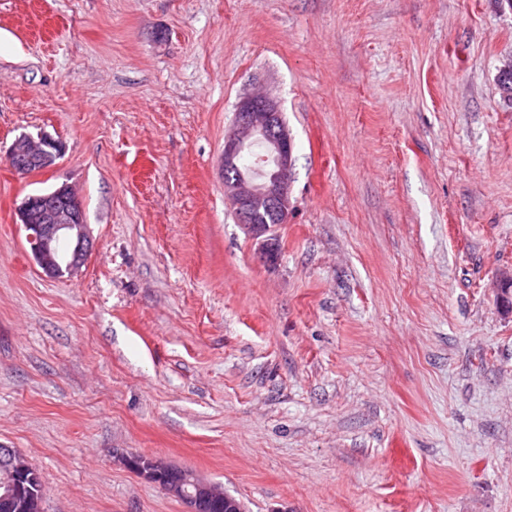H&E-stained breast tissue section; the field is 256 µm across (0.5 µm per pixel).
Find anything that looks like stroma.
<instances>
[{
    "label": "stroma",
    "mask_w": 512,
    "mask_h": 512,
    "mask_svg": "<svg viewBox=\"0 0 512 512\" xmlns=\"http://www.w3.org/2000/svg\"><path fill=\"white\" fill-rule=\"evenodd\" d=\"M511 61L512 0H0V444L45 512H186L128 453L245 512H512ZM257 89L293 143L258 237ZM63 183L92 248L52 279L18 208ZM279 104L262 94H248L237 106L233 126L224 141V168L235 165L239 158L252 148L262 149L258 155V167L239 172L234 180L224 179V195L243 223L256 235L262 234L268 224H260L254 218L273 213L277 224L288 221L292 182V142L283 122ZM271 162L268 172L262 163ZM60 152V146L47 137L22 136L10 148L7 161L17 173L25 175L49 169Z\"/></svg>",
    "instance_id": "stroma-1"
}]
</instances>
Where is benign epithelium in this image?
<instances>
[{"mask_svg":"<svg viewBox=\"0 0 512 512\" xmlns=\"http://www.w3.org/2000/svg\"><path fill=\"white\" fill-rule=\"evenodd\" d=\"M261 142L266 154L262 163L269 171L253 167L234 180L224 181V195L246 226L255 234L266 225L254 221L265 213L277 223L288 222L292 182V142L279 104L262 94H249L237 106L233 126L224 141V166L237 163L253 144ZM60 146L46 137H20L7 154L9 165L19 174L44 171L55 164ZM30 251L43 273L51 278L73 274L87 256L91 242L82 202L63 183L47 192L31 195L19 207ZM501 306L512 309V272L497 279ZM127 466L182 500L187 512H243L241 504L218 485L198 479L187 469L171 466L155 457L131 454ZM44 494L36 466L15 448L0 445V509L13 512L21 505L26 512H42Z\"/></svg>","mask_w":512,"mask_h":512,"instance_id":"1","label":"benign epithelium"}]
</instances>
